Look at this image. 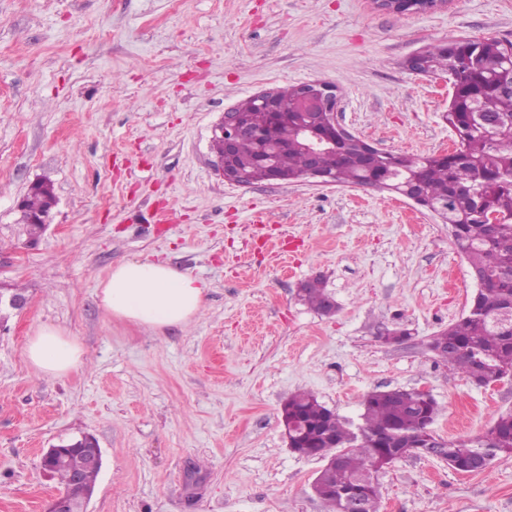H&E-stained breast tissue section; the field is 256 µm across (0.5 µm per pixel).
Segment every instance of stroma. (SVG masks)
I'll return each instance as SVG.
<instances>
[{
  "instance_id": "stroma-1",
  "label": "stroma",
  "mask_w": 512,
  "mask_h": 512,
  "mask_svg": "<svg viewBox=\"0 0 512 512\" xmlns=\"http://www.w3.org/2000/svg\"><path fill=\"white\" fill-rule=\"evenodd\" d=\"M461 36L512 42V0H0V286L28 300L0 323V512H45L41 452L83 433L103 457L87 512H329L324 460L288 447L292 394L356 422L367 393L424 387L445 441L512 409V383L476 386L427 348L476 292L440 218L375 188L233 185L210 149L242 99L323 80L372 146L446 150L448 88L406 63ZM42 178L58 204L33 240L18 205ZM136 258L207 283L192 325L158 338L106 317L103 281ZM317 276L333 315L299 299ZM43 324L85 350L67 377L25 358ZM379 486L380 512H512V456L472 474L408 457ZM385 10L402 14H414L447 5V0H375Z\"/></svg>"
}]
</instances>
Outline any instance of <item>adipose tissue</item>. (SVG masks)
<instances>
[{"instance_id":"obj_1","label":"adipose tissue","mask_w":512,"mask_h":512,"mask_svg":"<svg viewBox=\"0 0 512 512\" xmlns=\"http://www.w3.org/2000/svg\"><path fill=\"white\" fill-rule=\"evenodd\" d=\"M206 283L187 269L149 258L112 267L99 296L109 319L127 322L158 336L189 325L202 311ZM24 354L42 375L62 378L84 363L82 346L59 327L44 324L29 336Z\"/></svg>"}]
</instances>
